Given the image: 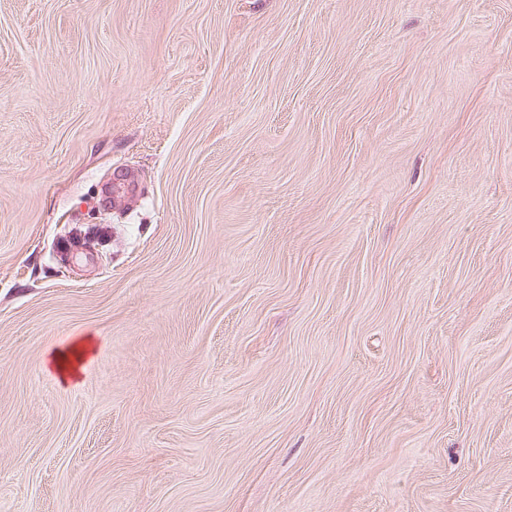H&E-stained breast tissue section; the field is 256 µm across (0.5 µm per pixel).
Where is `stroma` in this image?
<instances>
[{"instance_id": "obj_1", "label": "stroma", "mask_w": 512, "mask_h": 512, "mask_svg": "<svg viewBox=\"0 0 512 512\" xmlns=\"http://www.w3.org/2000/svg\"><path fill=\"white\" fill-rule=\"evenodd\" d=\"M0 512H512V0H0ZM108 184L109 196L106 199L109 200L106 204H99V207L103 210L124 212V210L130 209L137 202L139 186L128 171L123 169L114 170Z\"/></svg>"}]
</instances>
